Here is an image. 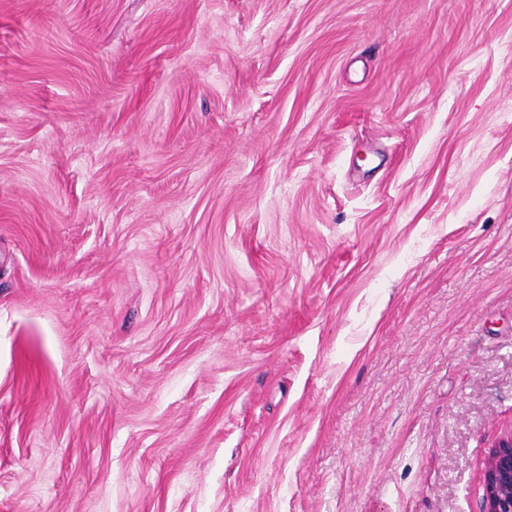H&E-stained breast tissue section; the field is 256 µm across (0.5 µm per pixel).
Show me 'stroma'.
I'll return each instance as SVG.
<instances>
[{"instance_id": "obj_1", "label": "stroma", "mask_w": 512, "mask_h": 512, "mask_svg": "<svg viewBox=\"0 0 512 512\" xmlns=\"http://www.w3.org/2000/svg\"><path fill=\"white\" fill-rule=\"evenodd\" d=\"M512 430V0H0V512H479Z\"/></svg>"}]
</instances>
